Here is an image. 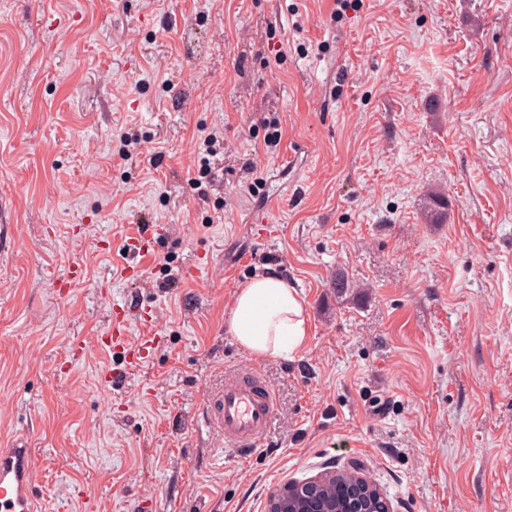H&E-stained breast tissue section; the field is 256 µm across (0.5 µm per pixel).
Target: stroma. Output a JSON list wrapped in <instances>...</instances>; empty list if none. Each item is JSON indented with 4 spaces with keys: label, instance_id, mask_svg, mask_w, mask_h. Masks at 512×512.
I'll return each instance as SVG.
<instances>
[{
    "label": "stroma",
    "instance_id": "stroma-1",
    "mask_svg": "<svg viewBox=\"0 0 512 512\" xmlns=\"http://www.w3.org/2000/svg\"><path fill=\"white\" fill-rule=\"evenodd\" d=\"M357 2L0 0V433L44 512H266L352 462L395 512H512V0ZM127 125L162 156L123 160ZM268 272L307 310L289 360L227 330ZM122 310L130 369L99 342ZM242 364L276 402L245 460L203 420Z\"/></svg>",
    "mask_w": 512,
    "mask_h": 512
}]
</instances>
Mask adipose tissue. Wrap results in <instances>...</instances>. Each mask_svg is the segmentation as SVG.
Segmentation results:
<instances>
[{"instance_id":"obj_1","label":"adipose tissue","mask_w":512,"mask_h":512,"mask_svg":"<svg viewBox=\"0 0 512 512\" xmlns=\"http://www.w3.org/2000/svg\"><path fill=\"white\" fill-rule=\"evenodd\" d=\"M307 319L298 290L281 276L265 273L238 288L227 329L252 355L276 356L305 347Z\"/></svg>"}]
</instances>
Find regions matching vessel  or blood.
I'll return each instance as SVG.
<instances>
[{
	"label": "vessel or blood",
	"mask_w": 512,
	"mask_h": 512,
	"mask_svg": "<svg viewBox=\"0 0 512 512\" xmlns=\"http://www.w3.org/2000/svg\"><path fill=\"white\" fill-rule=\"evenodd\" d=\"M127 322H112L100 340L109 349H127ZM129 364H137L148 352L147 346L127 349ZM217 424L225 441L241 458L255 451L275 410L271 387L249 367L233 370L213 400ZM35 454L24 439L0 448V512H38L35 487Z\"/></svg>",
	"instance_id": "obj_1"
}]
</instances>
